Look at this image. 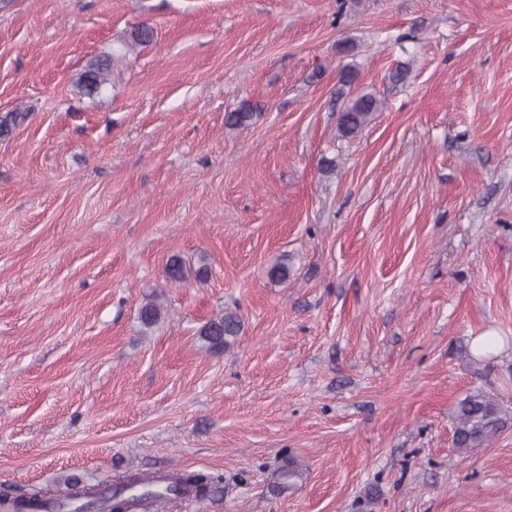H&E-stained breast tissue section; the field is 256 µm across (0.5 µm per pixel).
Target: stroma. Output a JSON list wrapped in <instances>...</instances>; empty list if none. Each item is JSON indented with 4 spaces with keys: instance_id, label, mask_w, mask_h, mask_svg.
<instances>
[{
    "instance_id": "35a3bbf8",
    "label": "stroma",
    "mask_w": 512,
    "mask_h": 512,
    "mask_svg": "<svg viewBox=\"0 0 512 512\" xmlns=\"http://www.w3.org/2000/svg\"><path fill=\"white\" fill-rule=\"evenodd\" d=\"M9 112L0 491L189 470L217 493L161 512H512V424L462 451L452 420L476 388L512 413V0H0ZM114 55H106L90 62L81 75L80 81L88 94L98 93L112 77ZM382 103L373 94H363L349 102L340 113L337 121L338 131L343 137L355 134L365 126ZM241 327L242 320L238 313L225 310L223 315L205 322L198 335L206 348L219 351L231 345L239 335Z\"/></svg>"
}]
</instances>
